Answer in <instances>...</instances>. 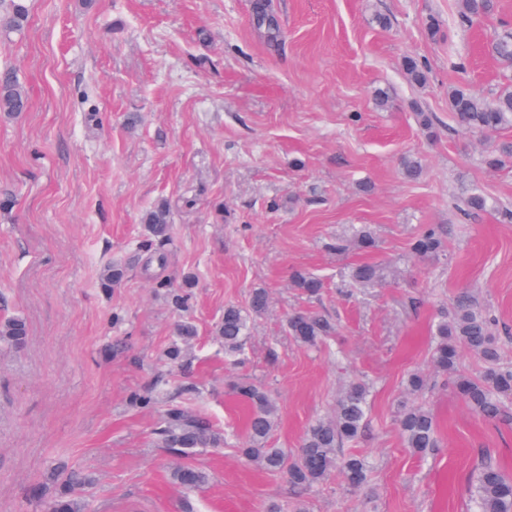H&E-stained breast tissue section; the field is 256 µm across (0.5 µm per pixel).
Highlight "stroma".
<instances>
[{
  "mask_svg": "<svg viewBox=\"0 0 512 512\" xmlns=\"http://www.w3.org/2000/svg\"><path fill=\"white\" fill-rule=\"evenodd\" d=\"M273 2L274 45L253 23V0H30L24 34L0 51L29 98L20 118L0 119V194L16 199L0 214V310L28 326L22 347H0V512H48L29 492L57 490L62 463L88 478L87 512H180L186 498L195 512H265L292 500L284 476L248 465L235 446L188 458L159 447L164 402L132 400L189 382L186 406L239 435L246 408L231 385L242 377L276 398L270 442L291 454L343 384L370 383L355 450L371 463L373 493H350L335 476L310 512H469L484 460L512 476V426L479 418L431 363L432 326L459 291L512 326V222L499 215L512 210V166L481 161L512 128L489 139L448 110L451 86L490 98L512 82L487 50L512 30V0L468 29L448 22L456 0ZM431 15L434 38L423 27ZM452 52L462 71L449 70ZM408 56L425 61V84L407 79ZM381 90L389 107L377 104ZM420 110L436 117L432 132ZM408 155L422 164L418 179L403 174ZM475 187L499 211L464 217L460 200ZM161 199L173 224L162 266L140 222ZM353 224L370 226L371 252L332 249ZM428 224L445 227L446 248L421 260L409 244ZM113 261L128 273L106 291L98 280ZM365 261L385 264L386 281L350 287V267ZM297 270L324 281L321 296L292 288ZM188 276L181 312L167 289ZM255 288L270 307L234 366L216 327ZM303 309L329 314L337 335L297 345L286 321ZM185 317L197 334L173 366L164 352ZM416 371L429 378L423 400L439 431L423 455L404 447L396 422ZM187 463L210 475L191 493L171 479Z\"/></svg>",
  "mask_w": 512,
  "mask_h": 512,
  "instance_id": "35a3bbf8",
  "label": "stroma"
}]
</instances>
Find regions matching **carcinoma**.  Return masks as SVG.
<instances>
[{"label": "carcinoma", "instance_id": "cac0c4a2", "mask_svg": "<svg viewBox=\"0 0 512 512\" xmlns=\"http://www.w3.org/2000/svg\"><path fill=\"white\" fill-rule=\"evenodd\" d=\"M28 0H0V37L24 32L29 20ZM492 0H457L455 21L470 26L489 14ZM253 17L258 28L269 40L279 36L278 23L269 0H256ZM493 55L512 66V33L496 37L491 44ZM405 71L410 82L420 84L426 79L425 66L416 58L408 57ZM448 108L456 123L463 129L492 135L512 127V85L501 88L487 99L473 93L465 85L448 90ZM28 109V97L14 70L0 69V116L16 118ZM488 169H500L512 163V142L498 143L482 156ZM493 206V200L474 190L465 197V214L474 215ZM141 223L147 236L146 246L163 247L171 238L172 217L164 201H158L144 210ZM444 229L430 225L420 232L410 245L411 254L418 259L435 257L444 251ZM342 252L353 247L370 251L375 238L369 227L357 225L331 244ZM127 267L114 263L107 266L101 278V287L113 288L121 284ZM385 268L374 262H361L349 272V283L354 288H371L382 282ZM292 284L302 294L312 298L321 294V278L302 271L291 276ZM269 306V294L264 288H255L246 307H224V318L218 333L225 357L236 362L244 355L246 339L253 318L263 314ZM288 335L307 349L322 345L336 334V324L325 313L300 311L291 314L286 323ZM28 334L26 321L19 315L0 320V347H19ZM471 353L480 360L483 370L477 377L458 372L460 358ZM434 367L443 373L455 375L454 387L466 405L476 414L492 421L512 423V414L505 411V403L512 402V367L501 364V345L496 321L469 292L462 291L452 300L434 329L431 354ZM410 396L419 397L427 388L425 378L411 373L405 381ZM195 390L184 386L167 396V403L156 435L158 445L184 454L200 448L224 447V435L217 432L210 420L187 409L184 394ZM232 391L249 408L247 437L239 453L245 462L271 474L286 475L288 483L306 494L319 491L329 478L338 473L350 492L370 490V465L367 459L345 447L358 441L369 423V396L371 386L366 381L347 384L336 397L332 413L313 420L304 430L297 453L290 457L282 448L269 445L279 421V407L270 390L261 383L241 379L232 384ZM397 425L404 446L418 455L437 447V424L430 408L414 401L402 406ZM171 478L181 487L192 490L205 485L208 473L193 465L176 468ZM86 484L78 475L71 474L63 481L52 501V512H85V505L75 497V489ZM473 512H512V478L490 462L481 463L471 486Z\"/></svg>", "mask_w": 512, "mask_h": 512}]
</instances>
